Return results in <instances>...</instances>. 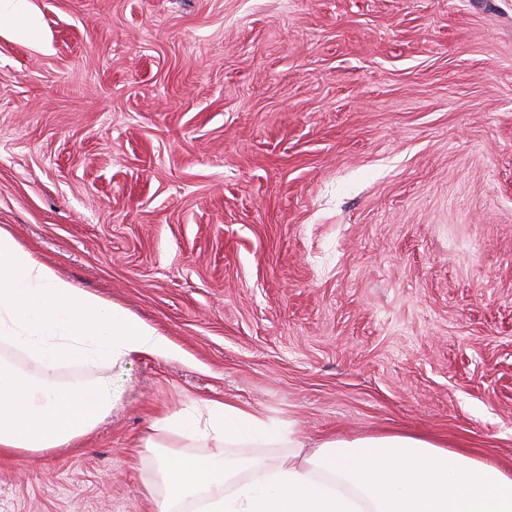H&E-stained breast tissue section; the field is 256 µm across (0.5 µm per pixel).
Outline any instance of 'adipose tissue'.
<instances>
[{
    "label": "adipose tissue",
    "instance_id": "obj_1",
    "mask_svg": "<svg viewBox=\"0 0 512 512\" xmlns=\"http://www.w3.org/2000/svg\"><path fill=\"white\" fill-rule=\"evenodd\" d=\"M0 347L32 361L0 362V453L62 448L113 408L101 378L68 384L71 365L98 367L135 354L166 355L169 340L134 315L76 288L0 229ZM204 415L166 418L146 480L156 512H512V467L412 435L325 438L306 450L260 413L208 402ZM186 451H159L158 434ZM215 451L194 455L202 444ZM229 448H284L280 460L230 458Z\"/></svg>",
    "mask_w": 512,
    "mask_h": 512
}]
</instances>
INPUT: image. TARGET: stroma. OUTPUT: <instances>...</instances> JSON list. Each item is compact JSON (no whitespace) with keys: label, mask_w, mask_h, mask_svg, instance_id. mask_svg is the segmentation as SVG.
I'll return each instance as SVG.
<instances>
[{"label":"stroma","mask_w":512,"mask_h":512,"mask_svg":"<svg viewBox=\"0 0 512 512\" xmlns=\"http://www.w3.org/2000/svg\"><path fill=\"white\" fill-rule=\"evenodd\" d=\"M0 228L171 342L98 369L0 512H147L153 422L405 431L512 465V0H27Z\"/></svg>","instance_id":"35a3bbf8"}]
</instances>
